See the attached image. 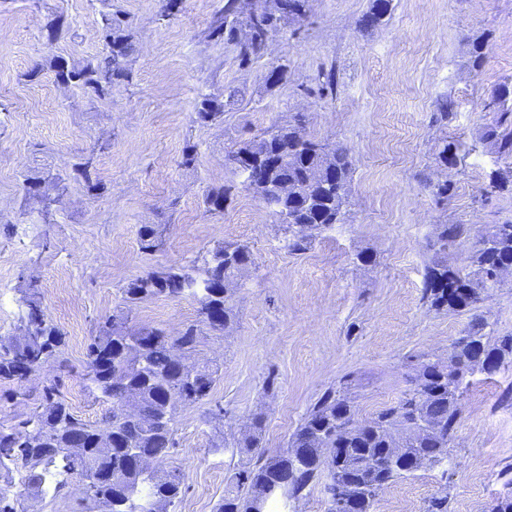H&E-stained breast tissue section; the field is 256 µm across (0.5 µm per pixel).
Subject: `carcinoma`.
Instances as JSON below:
<instances>
[{"label":"carcinoma","instance_id":"obj_1","mask_svg":"<svg viewBox=\"0 0 512 512\" xmlns=\"http://www.w3.org/2000/svg\"><path fill=\"white\" fill-rule=\"evenodd\" d=\"M387 2L374 0L371 10L360 20L361 28L368 29L381 21L387 13ZM308 7L309 0H276L275 16L266 17L261 23L245 12L240 0H225L212 34L237 43L240 61L247 62L263 48L281 20L300 19ZM248 25L254 29V37L244 45L238 39V31ZM101 38L105 53L97 63L79 70L57 63V79L100 98L110 94L114 82L132 80L128 58L135 52V45L131 35L121 29L120 20L104 16ZM510 98L512 80L508 79L495 88L485 103V109L500 113V118L486 127L482 139L498 155L512 159V134L499 131L507 114L503 106ZM223 116L220 105L205 99L195 121L201 125L216 124ZM317 144L296 115L292 123L275 125L224 156L226 168L260 188L269 181V175L258 159L265 153H274L281 159L278 178L308 185L312 202L307 207L291 198L265 200L283 224L288 251L293 254L306 251L315 233L343 222L346 214L352 170L350 151L336 144L324 155L316 150ZM458 151L457 142L445 139L438 157L451 165L457 161ZM324 164L336 171L332 184L314 179V173ZM72 171L73 180L84 183L88 189H104L96 176L93 157L81 158ZM511 188L512 177L495 170L480 196L486 199ZM232 190L233 186L226 184L209 189L205 197L207 208L224 207ZM468 232L465 224H440L430 248L437 254L445 252L467 238ZM138 237L143 252L156 251L161 243V225H141ZM252 264L248 247L224 244L207 251L189 267L163 265L130 280L122 289L124 307L105 318L87 346L88 379L107 404L100 423L90 424L75 416L60 392V378L45 379L35 410L15 425H0V480L22 472L27 487L43 493L46 474L59 465L62 473L83 483L88 512L109 506L112 512H142L144 503L149 501L157 504L155 512H168L183 494L180 470L164 465L176 445L177 415L206 399L216 382L214 372L206 364L197 365L198 375L189 377L173 348L178 346L193 353L203 329L222 332L230 327L235 318L229 303L233 286ZM504 265H512L511 222L490 225L472 243L469 268H455L439 259L426 268L424 298L430 307L471 313L462 337L448 349V361L454 365L456 376H448L438 362L424 355L414 368L410 388L403 397L365 419L358 418L347 384L328 388L292 434L287 449L263 453L255 466L234 472L216 512H252L256 504L265 505L277 494L285 502L297 500L324 470L331 479L324 486L325 492H331L340 482L363 494L359 512H374L384 486L420 468L441 463L460 415L466 379L483 371L473 363L472 346L482 347L495 359V366L488 369L490 373L512 362V336L492 338L486 332L488 322L476 313L482 292L496 286ZM195 278L224 282V293H211L212 300L224 302V323L208 321L201 304L198 322L188 325L178 336L158 328L131 325L132 306L158 296L193 295L195 290L190 288V282ZM21 300L28 306V315L16 335L4 342L0 340V378L26 380L51 363L61 371L69 369L60 350L61 332L47 321L35 288L24 291ZM131 397L137 402L133 419L122 411L124 402ZM263 430L262 417H253L235 439L236 447L241 452L262 447ZM397 443L403 451L394 458L392 448ZM338 448L352 449L339 463Z\"/></svg>","mask_w":512,"mask_h":512}]
</instances>
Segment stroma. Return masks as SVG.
I'll list each match as a JSON object with an SVG mask.
<instances>
[{"mask_svg":"<svg viewBox=\"0 0 512 512\" xmlns=\"http://www.w3.org/2000/svg\"><path fill=\"white\" fill-rule=\"evenodd\" d=\"M0 0V336L19 326V298L36 284L47 319L64 338L71 370L46 366L41 377L0 382V423L13 424L40 402L42 378L61 376L72 411L99 423L105 405L85 376L86 347L122 302L121 290L159 264L189 265L215 244H243L254 264L230 303L236 320L207 333L197 362L216 383L208 399L182 410L169 460L185 494L175 512H216L230 466L251 455L226 452L252 417L262 444L286 448L317 398L350 383L359 417L402 398L410 364L447 357L469 316L431 309L423 299L429 243L441 224L472 235L512 222V195L481 201L490 172L508 171L481 136L494 115L484 104L512 78V0H389L378 26L359 21L373 0H309L306 18L287 19L250 61L235 43L211 38L224 0ZM123 19L137 51L133 79L103 99L57 83L55 61L80 68L103 53L102 18ZM62 31L49 40L46 25ZM285 66L276 85L268 72ZM217 101L219 124L195 120L198 103ZM452 102L447 119L437 115ZM302 116L307 134L347 146L353 172L343 223L320 230L309 250L289 253L264 202L224 167V155L271 126ZM459 142L455 166L438 158L442 139ZM193 166H181L185 146ZM93 155L105 185L94 195L70 180ZM36 177L45 196L27 194ZM68 182L58 192L57 180ZM452 181L436 201L430 186ZM234 184L222 211H207L208 188ZM163 228L155 254L138 229ZM193 297H154L133 322L177 334L196 322ZM493 336H512V279L483 292L479 308ZM19 399H11L13 391ZM223 406L224 418L208 413ZM512 481V364L475 373L448 455L388 485L376 512H425L447 496L448 512H489ZM18 512H84L78 479L34 496L21 480L0 485Z\"/></svg>","mask_w":512,"mask_h":512,"instance_id":"obj_1","label":"stroma"}]
</instances>
